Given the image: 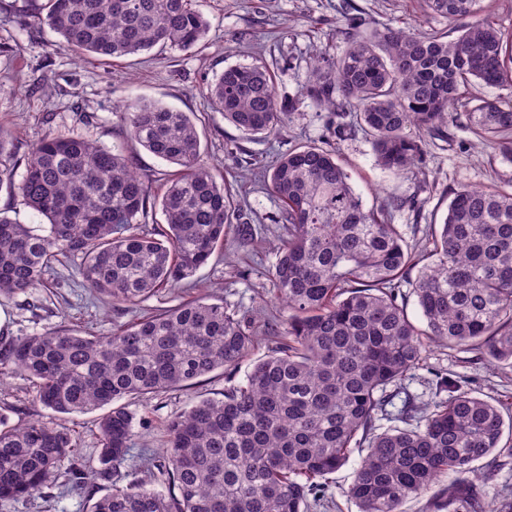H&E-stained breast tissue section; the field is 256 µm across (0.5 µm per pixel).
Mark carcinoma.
Returning a JSON list of instances; mask_svg holds the SVG:
<instances>
[{"label": "carcinoma", "instance_id": "1", "mask_svg": "<svg viewBox=\"0 0 512 512\" xmlns=\"http://www.w3.org/2000/svg\"><path fill=\"white\" fill-rule=\"evenodd\" d=\"M424 2L463 21L456 38L393 27L362 35L363 23L350 17L345 50L317 60L306 94L349 113L350 124L338 130L362 132L377 165L396 173L412 171L425 136L441 133L459 106L484 141L512 155V102L472 105L461 95L472 81L512 88V30L482 0ZM34 23L57 34L60 48L103 61L157 45L189 50L210 29L196 0H46ZM207 96L247 136L279 134L294 109L265 65L225 67ZM123 120L128 139L176 166L161 194L166 231L158 239L139 227L155 198L152 179L122 149L79 133L47 135L27 153L17 183L0 130V189L46 220L35 229L0 212V296L46 287L52 264L72 256L81 259L90 290L132 309L194 276L227 233L242 245L254 239L232 185L217 181L202 156L191 113L142 102ZM267 178L280 202L271 221L282 226L275 301L288 312L265 324L276 346L244 382L167 422L168 493L137 479L114 486L90 512H308L356 440L365 455L346 494L360 512H399L445 473L455 480L438 508L512 512V500L494 507L475 484L473 463L499 448L505 427L491 402L444 379L439 390L448 397L437 393L421 404L408 397L399 414L405 427L376 432L394 397L388 389L419 364L426 339L512 365V190L453 192L433 248L415 259L389 221L390 210L411 201L366 208L335 150L295 145ZM404 284L417 297L424 329L399 300ZM254 341L251 319L204 298L138 317L109 336L64 315L43 332L0 339V383L6 370L24 374L34 402L56 414L105 410L99 468L79 456L69 428L38 419L11 424L0 414V501L24 500L62 474L81 488L122 479L134 430L123 400L192 386L236 365Z\"/></svg>", "mask_w": 512, "mask_h": 512}]
</instances>
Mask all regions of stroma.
I'll return each mask as SVG.
<instances>
[{"label":"stroma","instance_id":"1","mask_svg":"<svg viewBox=\"0 0 512 512\" xmlns=\"http://www.w3.org/2000/svg\"><path fill=\"white\" fill-rule=\"evenodd\" d=\"M40 2L0 0V128L8 131L14 144L15 177H22L23 158L40 139L50 133L74 132L123 148L150 176L154 190H161L172 165L129 140L121 120L123 109L154 101L194 114L201 149L215 175L237 183L243 211L258 229L253 243L245 247L234 236H226L223 248L195 275V287L163 289L141 304L140 314L203 294L211 302L247 314L258 297H274L272 269L279 229L270 217L277 213L279 202L256 177L254 167L228 158L230 148L243 147L257 164H266L298 143H330L338 149L339 160L366 207H382L392 197L417 200V210L404 209L392 216L408 251L415 255L429 250L448 203L461 186L512 189V158H505L496 146L480 143L466 118L450 121L446 138L428 140L418 168L399 175L376 165L372 146L362 133L339 137L331 133L327 128L330 111L306 94L316 55L337 56L346 47L344 10L365 19L370 29L400 27L417 34L437 31L456 37L458 23L426 11L423 0H199L211 22L201 47L180 51L157 46L114 61L83 60L59 48L56 34L33 24ZM236 63L268 64L281 98L294 102L291 119L280 134L246 137L211 108L206 79ZM80 110L93 115L92 125L78 122ZM79 266L76 258L56 265L49 276L51 289L35 292L38 307L25 305L19 296L0 297V338L42 332L59 325L65 315L97 336L110 335L124 323V316L106 298L79 287ZM271 346L269 337L259 336L249 355L232 369L216 371L190 388L170 390L146 402L130 401L135 415L134 453L161 458L167 421L201 399L219 396L228 383L245 381ZM435 370L498 406L504 417L512 416V367L490 364L468 347L432 343L420 365L410 371L405 381L408 391L427 400ZM32 395L33 384L27 376L7 374L0 386V413L13 424L36 418L64 424L78 437L81 456L97 460L101 410L55 414L34 405ZM363 454V449L353 448L346 463L329 475L324 497L313 501L308 512H359L345 491ZM495 456L496 469H489L484 459L474 464L485 475L480 487L490 502L512 487L511 433H504ZM111 488L106 478L88 489L60 480L27 500L0 501V512H89L90 505Z\"/></svg>","mask_w":512,"mask_h":512}]
</instances>
